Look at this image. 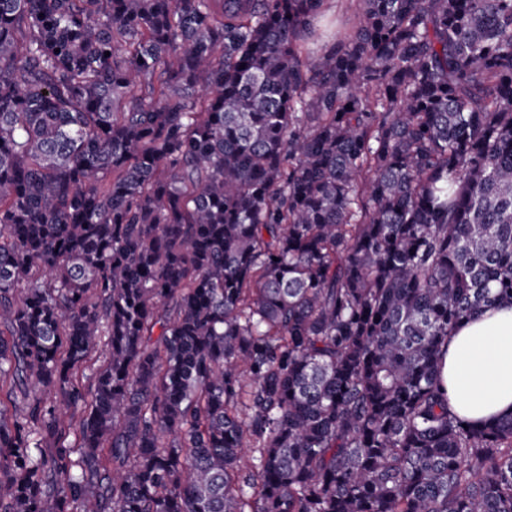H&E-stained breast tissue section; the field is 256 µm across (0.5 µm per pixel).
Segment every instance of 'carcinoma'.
Returning a JSON list of instances; mask_svg holds the SVG:
<instances>
[{"instance_id":"obj_1","label":"carcinoma","mask_w":512,"mask_h":512,"mask_svg":"<svg viewBox=\"0 0 512 512\" xmlns=\"http://www.w3.org/2000/svg\"><path fill=\"white\" fill-rule=\"evenodd\" d=\"M323 2L0 0V512H512V0ZM360 7L358 0H325L315 24L320 32L344 36L355 26ZM442 380L450 409L481 420L512 411V308L482 310L448 337Z\"/></svg>"}]
</instances>
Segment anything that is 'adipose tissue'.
<instances>
[{"instance_id": "1", "label": "adipose tissue", "mask_w": 512, "mask_h": 512, "mask_svg": "<svg viewBox=\"0 0 512 512\" xmlns=\"http://www.w3.org/2000/svg\"><path fill=\"white\" fill-rule=\"evenodd\" d=\"M442 380L449 407L460 417L512 412V308L482 310L452 332Z\"/></svg>"}]
</instances>
